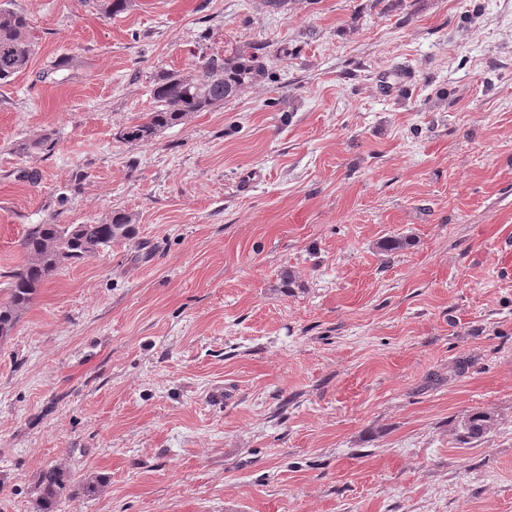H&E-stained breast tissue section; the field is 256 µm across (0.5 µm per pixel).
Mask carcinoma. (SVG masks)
Instances as JSON below:
<instances>
[{
  "label": "carcinoma",
  "mask_w": 512,
  "mask_h": 512,
  "mask_svg": "<svg viewBox=\"0 0 512 512\" xmlns=\"http://www.w3.org/2000/svg\"><path fill=\"white\" fill-rule=\"evenodd\" d=\"M34 52L27 14L13 8L12 0H4L0 3V81L7 82L25 71ZM265 72L261 58L244 52L210 55L187 74L163 69L152 86L154 108L124 127L119 138L128 143L149 141L196 112H211L224 105ZM57 144L54 134L45 132L16 144L14 150L25 156L50 155ZM134 223L131 214L118 211L104 224L30 225L19 243L23 261L9 275L7 300L0 302V337L11 333L53 272L96 255L114 241L132 239ZM493 422L488 413L472 412L459 425V441L468 444L486 435ZM69 483V475L58 466L41 470L36 481L38 512H58Z\"/></svg>",
  "instance_id": "carcinoma-1"
}]
</instances>
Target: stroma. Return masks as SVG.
Returning <instances> with one entry per match:
<instances>
[{
  "label": "stroma",
  "mask_w": 512,
  "mask_h": 512,
  "mask_svg": "<svg viewBox=\"0 0 512 512\" xmlns=\"http://www.w3.org/2000/svg\"><path fill=\"white\" fill-rule=\"evenodd\" d=\"M15 4L0 302L27 225L136 224L0 338V512L54 465L103 481L59 512H512V0ZM255 48L236 98L120 140L159 70ZM12 2L0 3V81L3 82L26 70L36 46L26 13L14 9ZM58 141L51 132H45L34 139L19 142L14 147L16 153L20 155L42 154L50 155L55 151ZM493 417L483 411H474L459 425V441L468 444L489 433L492 429Z\"/></svg>",
  "instance_id": "stroma-1"
}]
</instances>
